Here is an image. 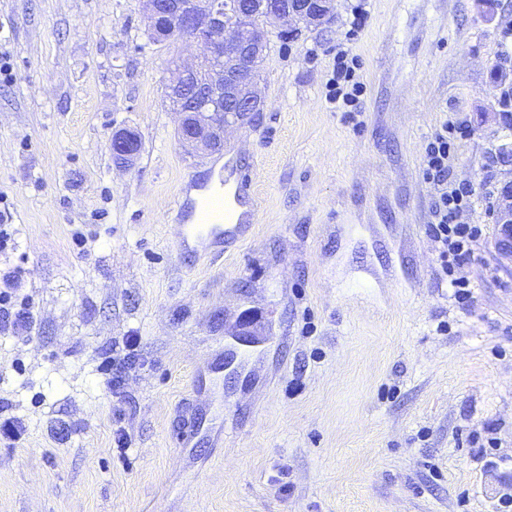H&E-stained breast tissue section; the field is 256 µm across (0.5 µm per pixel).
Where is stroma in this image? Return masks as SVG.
I'll list each match as a JSON object with an SVG mask.
<instances>
[{"instance_id": "35a3bbf8", "label": "stroma", "mask_w": 512, "mask_h": 512, "mask_svg": "<svg viewBox=\"0 0 512 512\" xmlns=\"http://www.w3.org/2000/svg\"><path fill=\"white\" fill-rule=\"evenodd\" d=\"M350 6L294 37L269 27L264 109L226 147L255 183L254 235L193 259L176 201L212 161L179 146L163 88L195 45L148 43L139 0H0V209L17 229L0 266L27 269L35 306L30 340L0 335V402L27 427L0 444V512H502L512 498V271L477 206L481 260L454 298L421 170L454 109L474 131L455 178L512 180L494 160L512 0H369L352 41ZM342 43L366 86L357 128L325 100ZM120 128L142 142L129 169L112 157ZM245 310V375L213 372ZM126 336L141 366L118 400L97 367ZM198 377L206 422L184 447L175 415ZM475 435L494 443L486 458Z\"/></svg>"}]
</instances>
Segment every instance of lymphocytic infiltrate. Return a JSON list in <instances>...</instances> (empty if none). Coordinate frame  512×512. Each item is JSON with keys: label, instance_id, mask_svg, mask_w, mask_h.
Here are the masks:
<instances>
[{"label": "lymphocytic infiltrate", "instance_id": "1", "mask_svg": "<svg viewBox=\"0 0 512 512\" xmlns=\"http://www.w3.org/2000/svg\"><path fill=\"white\" fill-rule=\"evenodd\" d=\"M358 69V59L351 49L337 46L325 95L327 102L355 125L360 122L359 101L364 92ZM472 135L471 127L459 113H446L425 141L422 155V175L433 194L427 233L440 245L442 270L448 275L449 285L459 299L470 294V281L464 274L465 268L480 258L477 243L482 231L477 225L471 224L470 215L479 200L483 201L486 210H493L498 196L494 188L477 194L471 186L456 182L452 177L451 149ZM25 274V268L18 265L0 268V333L19 340L28 339L35 320L32 303L18 294ZM136 347V337H126L122 350L105 356L99 365L113 397L123 396L125 377L137 366Z\"/></svg>", "mask_w": 512, "mask_h": 512}]
</instances>
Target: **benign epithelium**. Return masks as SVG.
I'll return each instance as SVG.
<instances>
[{
	"mask_svg": "<svg viewBox=\"0 0 512 512\" xmlns=\"http://www.w3.org/2000/svg\"><path fill=\"white\" fill-rule=\"evenodd\" d=\"M311 0H245L233 12L223 9L221 0H141L148 30L161 40L191 41L200 50L196 64L176 65L169 70L166 84L178 86L190 75L199 74L210 60L231 59L209 69L202 84L204 95L237 105V120L226 123L213 118L189 124L190 113L177 103L180 115L179 143L182 148L201 157L224 146L226 134L249 121L264 107L258 89L259 67L264 58L266 31L262 22L283 20L324 21L335 15V0H321L320 10H309ZM138 137L120 130L112 135V154L117 164L132 167L137 159L134 150ZM497 227L493 249L499 259L512 263V184L499 195L495 215Z\"/></svg>",
	"mask_w": 512,
	"mask_h": 512,
	"instance_id": "7a95c632",
	"label": "benign epithelium"
}]
</instances>
